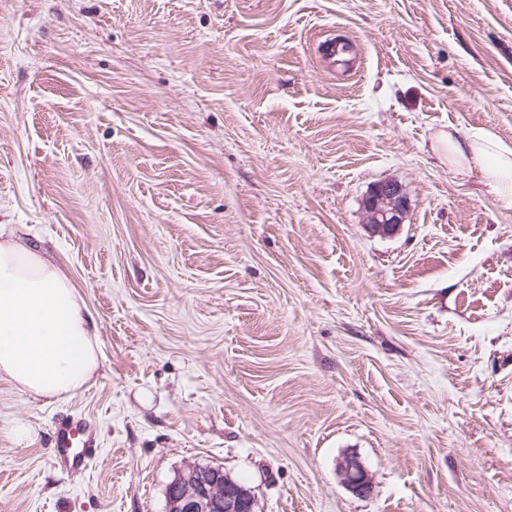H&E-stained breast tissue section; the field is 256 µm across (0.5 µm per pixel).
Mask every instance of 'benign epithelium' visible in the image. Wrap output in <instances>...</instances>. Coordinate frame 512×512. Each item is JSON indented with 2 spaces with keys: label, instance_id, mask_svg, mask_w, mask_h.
I'll return each mask as SVG.
<instances>
[{
  "label": "benign epithelium",
  "instance_id": "1",
  "mask_svg": "<svg viewBox=\"0 0 512 512\" xmlns=\"http://www.w3.org/2000/svg\"><path fill=\"white\" fill-rule=\"evenodd\" d=\"M368 229L381 236L396 234L404 224L408 197L394 180L374 183L362 199ZM337 471L346 488L359 497L372 492V481L359 457L345 455ZM169 512H252L245 488L224 482L221 468L193 465L177 475L168 489Z\"/></svg>",
  "mask_w": 512,
  "mask_h": 512
}]
</instances>
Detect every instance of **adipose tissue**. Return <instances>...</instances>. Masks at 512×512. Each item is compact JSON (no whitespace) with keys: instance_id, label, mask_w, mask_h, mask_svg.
Here are the masks:
<instances>
[{"instance_id":"1","label":"adipose tissue","mask_w":512,"mask_h":512,"mask_svg":"<svg viewBox=\"0 0 512 512\" xmlns=\"http://www.w3.org/2000/svg\"><path fill=\"white\" fill-rule=\"evenodd\" d=\"M434 149L459 171H480L489 192L512 207V144L484 132L442 133ZM99 366L97 334L61 266L0 224V379L37 398L75 393Z\"/></svg>"}]
</instances>
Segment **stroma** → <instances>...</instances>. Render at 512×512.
<instances>
[{
  "mask_svg": "<svg viewBox=\"0 0 512 512\" xmlns=\"http://www.w3.org/2000/svg\"><path fill=\"white\" fill-rule=\"evenodd\" d=\"M474 130L512 143V0H0V224L100 348L69 396L0 379V512H167L194 464L256 512H512V208L433 150ZM368 229L376 235L392 236L404 224L408 197L404 187L394 180L374 183L362 199ZM55 448H58V463L64 467H74L82 462V454L93 455L98 448V439L95 429L82 419L72 418L69 421H60L56 426ZM79 441L82 450L72 454L73 443ZM337 471L346 488L359 497L369 496L372 481L359 457L345 455L337 462Z\"/></svg>",
  "mask_w": 512,
  "mask_h": 512,
  "instance_id": "1",
  "label": "stroma"
}]
</instances>
